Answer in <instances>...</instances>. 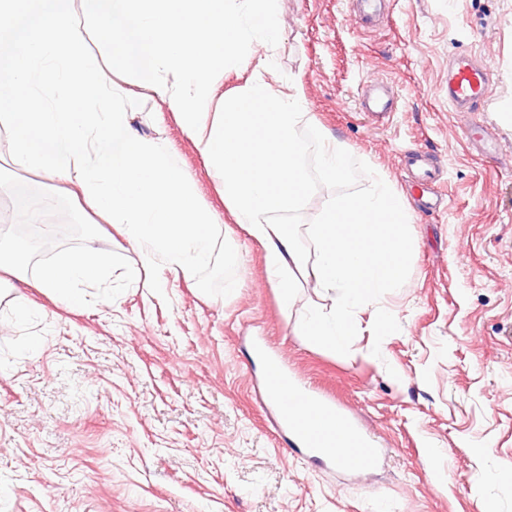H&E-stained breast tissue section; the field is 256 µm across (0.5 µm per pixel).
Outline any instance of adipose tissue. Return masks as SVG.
<instances>
[{
	"label": "adipose tissue",
	"instance_id": "ef3b65f1",
	"mask_svg": "<svg viewBox=\"0 0 512 512\" xmlns=\"http://www.w3.org/2000/svg\"><path fill=\"white\" fill-rule=\"evenodd\" d=\"M84 26L117 32L113 66L175 111L236 223L263 246L282 302L293 305L305 283L330 299L301 313L296 335L344 351L370 307L381 311L377 330L387 335L393 319L384 303L406 281L414 234L391 181L379 174L360 194L328 199L306 230L312 252L296 225L277 220L307 195L299 131L312 118L297 85L270 80L280 46L275 0H0V123L14 168L62 184L80 208L125 235L141 271L161 262L192 280L213 262L218 218L168 139L133 127L129 92L85 51ZM254 46L262 53L246 84L218 95L220 73L245 68ZM316 142L323 177L347 179L345 145L324 131Z\"/></svg>",
	"mask_w": 512,
	"mask_h": 512
}]
</instances>
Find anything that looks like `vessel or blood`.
Returning a JSON list of instances; mask_svg holds the SVG:
<instances>
[{
    "mask_svg": "<svg viewBox=\"0 0 512 512\" xmlns=\"http://www.w3.org/2000/svg\"><path fill=\"white\" fill-rule=\"evenodd\" d=\"M492 71L489 65L472 55H459L448 62V104L457 112H477L488 99ZM408 170L418 174V194L424 197L433 180L431 170L423 166L421 153L405 154ZM431 209V202L423 204ZM265 402L274 406L277 425L299 444L303 455L336 464L346 474L373 468L381 450L366 441L361 424L335 399L303 385L286 367L272 362L264 376Z\"/></svg>",
    "mask_w": 512,
    "mask_h": 512,
    "instance_id": "b4317fda",
    "label": "vessel or blood"
}]
</instances>
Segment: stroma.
Instances as JSON below:
<instances>
[{
	"label": "stroma",
	"instance_id": "stroma-1",
	"mask_svg": "<svg viewBox=\"0 0 512 512\" xmlns=\"http://www.w3.org/2000/svg\"><path fill=\"white\" fill-rule=\"evenodd\" d=\"M277 11L273 82L299 84L317 122L300 132L308 197L285 223H314L328 198L378 173L412 206L402 151L440 165L443 203L413 216L392 330L379 338L368 309L344 353L295 335L320 296L307 286L282 307L262 247L234 224L173 112L139 91L135 128L170 140L221 219L216 259L196 284L160 263L88 307L43 294L31 274L9 276L0 311L24 301L40 313L0 320V512H512V0H391L364 27L348 0H277ZM460 53L491 67L487 111L448 105V61ZM374 86L396 104L377 123L358 108ZM472 123L492 127L497 161L470 145ZM319 128L349 150L342 182L320 175ZM259 344L344 403L386 460L351 476L291 452L260 399ZM432 449L440 468L425 464ZM489 472L500 481L486 483Z\"/></svg>",
	"mask_w": 512,
	"mask_h": 512
}]
</instances>
